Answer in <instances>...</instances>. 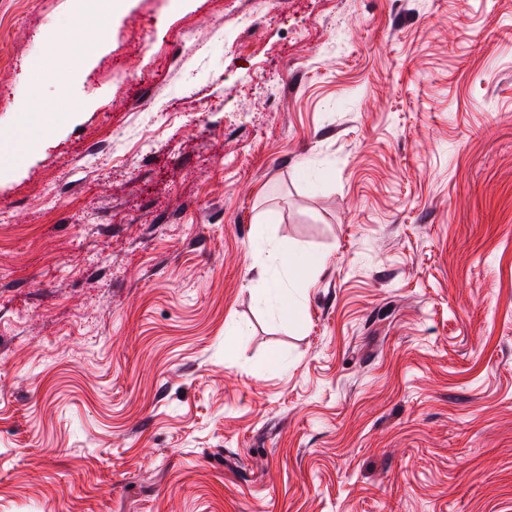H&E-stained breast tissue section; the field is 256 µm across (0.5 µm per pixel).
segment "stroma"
Instances as JSON below:
<instances>
[{
	"label": "stroma",
	"mask_w": 512,
	"mask_h": 512,
	"mask_svg": "<svg viewBox=\"0 0 512 512\" xmlns=\"http://www.w3.org/2000/svg\"><path fill=\"white\" fill-rule=\"evenodd\" d=\"M0 86V512H512V0H0Z\"/></svg>",
	"instance_id": "obj_1"
}]
</instances>
